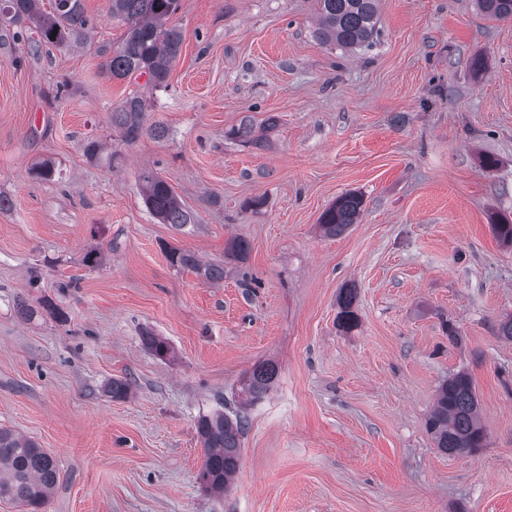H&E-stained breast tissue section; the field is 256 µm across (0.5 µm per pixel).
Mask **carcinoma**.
<instances>
[{"label":"carcinoma","instance_id":"obj_1","mask_svg":"<svg viewBox=\"0 0 512 512\" xmlns=\"http://www.w3.org/2000/svg\"><path fill=\"white\" fill-rule=\"evenodd\" d=\"M319 26L316 37L342 48L369 44L378 34L380 0H316ZM487 17L495 20L512 18V0H477ZM180 0H111L112 17L125 30L119 44L112 48L108 68L112 77L125 79L145 75L155 88L166 85L182 43L180 31L169 25L178 12ZM0 17L11 23L28 24L25 31L29 47L43 44L63 46L89 26L83 0H54L49 12L41 0H0ZM146 106L142 98L129 97L112 110V126L124 141L133 142L145 132L156 137L165 134L160 123L145 126ZM144 202L162 224L180 229L192 223L193 216L175 189L152 170L140 174ZM362 197L348 192L326 209L319 227L324 234L336 236L358 223ZM167 258L171 266L191 270L208 282L224 279V267L203 264L183 248L170 247ZM354 294L349 288L339 295L338 321L345 330L357 325L353 310ZM278 374L272 362L254 366L243 382L239 394L254 404L269 391ZM476 389L471 377L459 372L442 384L433 409L426 420V430L436 447L448 455H469L484 446L486 433L478 418ZM247 424L238 412L216 410L197 420L196 430L204 449L199 480L206 489L222 493L228 488L240 466L241 437ZM58 480L55 458L34 440L9 429L0 428V498L13 500L26 512L43 507Z\"/></svg>","mask_w":512,"mask_h":512}]
</instances>
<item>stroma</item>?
<instances>
[{"instance_id":"obj_1","label":"stroma","mask_w":512,"mask_h":512,"mask_svg":"<svg viewBox=\"0 0 512 512\" xmlns=\"http://www.w3.org/2000/svg\"><path fill=\"white\" fill-rule=\"evenodd\" d=\"M110 5L84 0L87 37L35 53L0 24V427L55 456L43 512H512V246L492 230L512 222V19L381 0L377 39L347 50L315 38V0H181L155 88L107 72ZM131 95L166 137L121 141L112 109ZM246 119L256 140L231 135ZM91 138L113 164L85 155ZM149 169L192 224L148 212ZM349 191L358 224L324 236ZM170 246L223 281L172 268ZM264 361L278 376L211 493L197 420ZM461 371L486 443L451 456L425 422ZM354 303V294L350 288H345L339 295L340 312L338 321L345 330H350L357 325L358 316L352 309Z\"/></svg>"}]
</instances>
